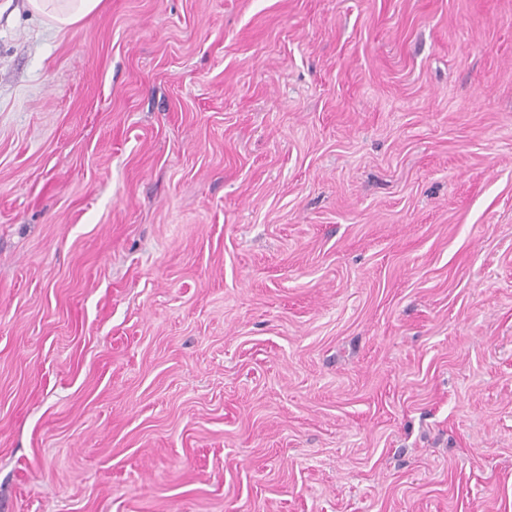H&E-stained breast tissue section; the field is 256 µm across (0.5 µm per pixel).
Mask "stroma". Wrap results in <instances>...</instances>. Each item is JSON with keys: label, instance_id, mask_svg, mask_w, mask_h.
Listing matches in <instances>:
<instances>
[{"label": "stroma", "instance_id": "35a3bbf8", "mask_svg": "<svg viewBox=\"0 0 512 512\" xmlns=\"http://www.w3.org/2000/svg\"><path fill=\"white\" fill-rule=\"evenodd\" d=\"M0 512H512V0H0ZM31 8L46 15L59 28L72 26L98 9L101 0H28Z\"/></svg>", "mask_w": 512, "mask_h": 512}]
</instances>
